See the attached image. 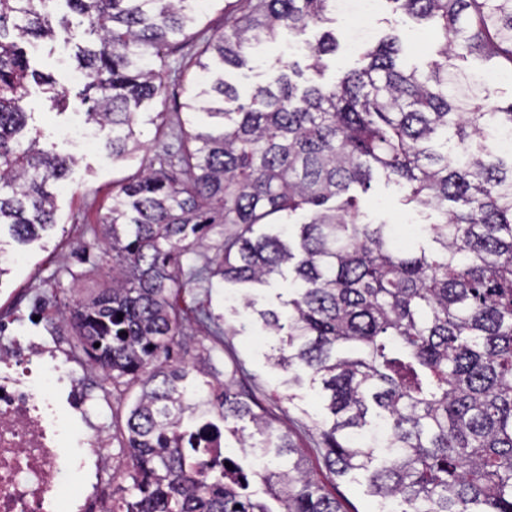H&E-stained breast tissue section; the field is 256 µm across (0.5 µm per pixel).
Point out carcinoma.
I'll list each match as a JSON object with an SVG mask.
<instances>
[{"label": "carcinoma", "instance_id": "carcinoma-1", "mask_svg": "<svg viewBox=\"0 0 512 512\" xmlns=\"http://www.w3.org/2000/svg\"><path fill=\"white\" fill-rule=\"evenodd\" d=\"M54 0H0V237L39 240L56 224L51 184L69 161L25 139L29 84L59 105L66 94L32 67L23 43L69 29ZM85 19L70 29L85 75L87 121L110 131L106 147L126 158L140 148L138 110L165 94V52L206 34L197 0H65ZM224 32L196 59L200 80L183 107L214 119L185 133L175 170L168 162L123 185L102 219L118 258L112 285L72 314L86 355L112 380L140 384L127 418L132 485L125 512H272L246 491L251 478L224 469L207 483L187 471L185 415L197 414L175 288L207 276L233 290L277 345L270 359L319 385L327 417L324 461L338 477L362 475L368 495L398 500L400 512H512V152L490 147L512 131V102L489 107L453 71L470 55L512 71V0H387L437 26L425 67L405 71L391 38L365 48L337 81L320 76L336 53L333 31L306 44V69L278 61L247 100L207 58L240 66L243 53L286 30L301 35L330 21L333 0H239ZM233 108H227V105ZM381 174L403 204L431 210L430 245H400L395 225L364 221L351 188ZM336 205L329 207V201ZM299 225L256 233L273 217ZM237 230L215 267L169 270L170 259L205 247L204 230ZM288 276V299L259 309L250 293ZM99 347H94V344ZM258 402L222 384L214 407L239 447L288 458L258 477L279 512H342L305 469L288 433ZM249 419L254 432L235 423Z\"/></svg>", "mask_w": 512, "mask_h": 512}]
</instances>
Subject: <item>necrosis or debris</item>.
Instances as JSON below:
<instances>
[{"label":"necrosis or debris","mask_w":512,"mask_h":512,"mask_svg":"<svg viewBox=\"0 0 512 512\" xmlns=\"http://www.w3.org/2000/svg\"><path fill=\"white\" fill-rule=\"evenodd\" d=\"M63 347L48 351L9 335L0 353V512H112L110 476L118 465L107 434L74 437L82 389L59 400L71 379Z\"/></svg>","instance_id":"1"}]
</instances>
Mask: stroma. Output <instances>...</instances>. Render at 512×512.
<instances>
[{
    "label": "stroma",
    "instance_id": "stroma-1",
    "mask_svg": "<svg viewBox=\"0 0 512 512\" xmlns=\"http://www.w3.org/2000/svg\"><path fill=\"white\" fill-rule=\"evenodd\" d=\"M363 26L369 28V38L373 41L387 34L398 36L403 46L400 61L404 66L424 65L426 56L416 49L415 43L422 38L433 40L431 24L392 13L386 0H376L370 14L340 15L332 23L339 47L336 53L323 58L324 80L334 81L354 66L358 43L352 34ZM320 34V28L314 27L301 38L289 36L257 45L246 53L245 65L227 68L216 65L211 74L223 76L241 96H249L268 82L277 60L294 58L293 46L298 40L313 42ZM202 46V41L198 40L182 52L169 56L168 69L163 73L167 100L141 109L136 125L141 147L123 160L112 159L103 139L83 147L59 135L61 129L81 119L87 109L78 95L79 85L69 80L75 65V47L69 43L66 33H58L55 40L38 43L29 51L38 70L52 73L58 84L66 87L67 100L65 106H54L41 87L30 85L26 103L28 129L37 137L39 148L74 158L75 163L65 178L53 187L56 224L43 240L24 251L18 250L11 239L0 242V250L12 257L7 274L0 277V313L10 316L11 335L36 336L48 347L52 346L54 338L64 337L76 377H84L92 371L91 362L76 336L35 320V311L42 306L62 311L65 304L89 300L108 285L111 273L104 256L107 242L101 220L122 183L141 175L159 154L177 157L183 132L208 130L210 120L205 114L191 113L183 107L198 78L195 53ZM457 66L484 90L487 104L504 107L512 103V75L502 72L495 61L471 56L458 61ZM352 193L358 197L366 221L399 225L404 242H412L419 226L428 221L426 214L405 206L400 187L385 178L375 177L368 190L356 186ZM170 300L185 324L186 336L191 339L188 360L205 367L204 374L196 378L198 386L234 372L236 387L251 391L262 401L275 426L287 431L326 492L340 499L344 512H379L380 503L366 494L363 481L336 478L326 466L322 440L315 425V418L321 412L315 390L306 385L287 387L286 373L273 370L267 361L270 339L261 335L258 328L242 327L240 316L233 313L231 302L224 299L223 285L214 280H196L173 292ZM205 309L223 314L226 324L237 327V334L224 335L220 340L209 336L200 321ZM110 389L111 406L90 402L89 420L91 427L107 432L112 441L113 457L124 461L128 458L126 418L140 388L114 382Z\"/></svg>",
    "mask_w": 512,
    "mask_h": 512
}]
</instances>
